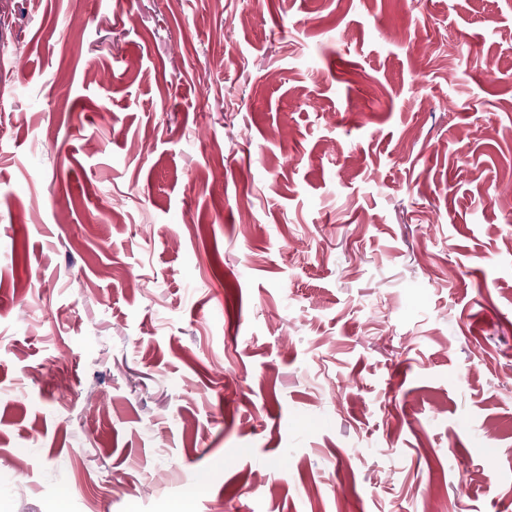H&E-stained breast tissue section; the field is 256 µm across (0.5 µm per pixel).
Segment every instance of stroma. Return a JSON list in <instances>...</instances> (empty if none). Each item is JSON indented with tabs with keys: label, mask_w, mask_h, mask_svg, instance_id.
Segmentation results:
<instances>
[{
	"label": "stroma",
	"mask_w": 512,
	"mask_h": 512,
	"mask_svg": "<svg viewBox=\"0 0 512 512\" xmlns=\"http://www.w3.org/2000/svg\"><path fill=\"white\" fill-rule=\"evenodd\" d=\"M0 512H512V0H0Z\"/></svg>",
	"instance_id": "35a3bbf8"
}]
</instances>
